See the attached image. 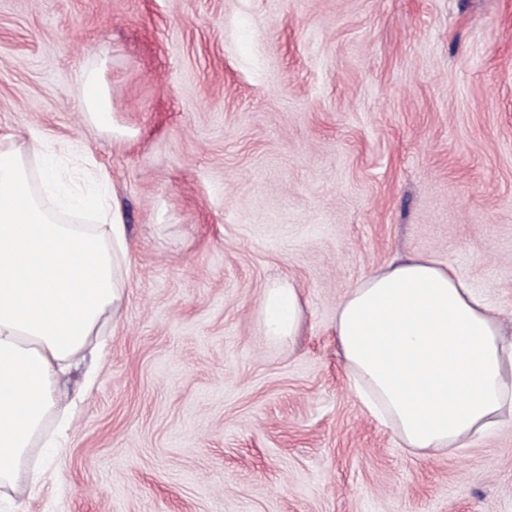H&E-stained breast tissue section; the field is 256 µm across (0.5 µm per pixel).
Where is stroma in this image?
I'll return each instance as SVG.
<instances>
[{
  "mask_svg": "<svg viewBox=\"0 0 512 512\" xmlns=\"http://www.w3.org/2000/svg\"><path fill=\"white\" fill-rule=\"evenodd\" d=\"M35 135L109 171L131 270L68 448L0 512H512V421L401 447L335 327L421 254L512 332V0H0V142ZM279 278L290 345L257 319ZM83 86L82 105L87 121L100 129L111 130L114 121L104 85L95 74H88ZM260 328L267 338L282 343L298 336L303 308L299 288L290 280H274L263 291L259 309Z\"/></svg>",
  "mask_w": 512,
  "mask_h": 512,
  "instance_id": "stroma-1",
  "label": "stroma"
}]
</instances>
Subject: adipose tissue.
Wrapping results in <instances>:
<instances>
[{
    "mask_svg": "<svg viewBox=\"0 0 512 512\" xmlns=\"http://www.w3.org/2000/svg\"><path fill=\"white\" fill-rule=\"evenodd\" d=\"M82 105L88 122L112 129L96 75L83 80ZM31 152L42 159L41 191L0 143V495L22 479L40 486L67 447L77 404L58 386L85 361L103 317L123 307L131 264L121 210L101 191L108 173L84 166L83 188L69 191L39 138ZM70 211L95 221L67 223ZM258 316L269 340H293L298 288L272 281ZM336 336L352 389L407 448H460L512 418V336L433 257H397L355 283L336 306Z\"/></svg>",
    "mask_w": 512,
    "mask_h": 512,
    "instance_id": "obj_1",
    "label": "adipose tissue"
}]
</instances>
